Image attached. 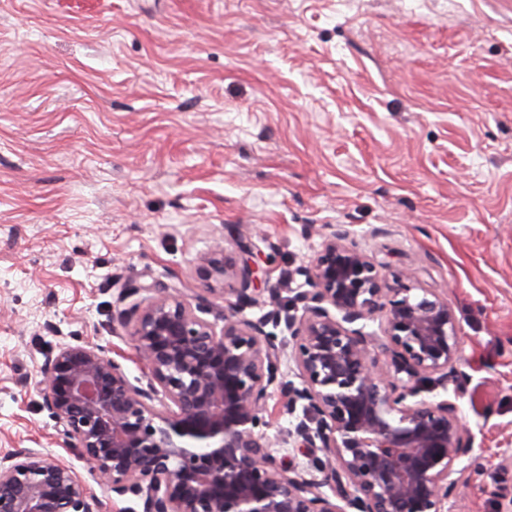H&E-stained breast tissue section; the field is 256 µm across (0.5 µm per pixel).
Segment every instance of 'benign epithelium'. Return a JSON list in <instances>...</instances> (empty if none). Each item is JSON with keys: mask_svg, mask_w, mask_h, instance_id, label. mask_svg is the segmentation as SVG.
<instances>
[{"mask_svg": "<svg viewBox=\"0 0 512 512\" xmlns=\"http://www.w3.org/2000/svg\"><path fill=\"white\" fill-rule=\"evenodd\" d=\"M327 229L314 262L288 272L308 288L282 302L281 283L266 284L271 309L256 320L243 315L260 304L262 282L247 245L237 265L216 240L200 269L239 280L220 327L199 316L205 297L119 285L129 305L116 319L148 368L144 386L89 343L45 360L46 407L113 494L137 496L142 512H448L473 437L455 402L415 397L457 377V317L444 292L389 277L346 225ZM370 321L379 331H366ZM378 350L393 374L379 370ZM285 356L302 387L278 380ZM275 388L288 413L302 403V417L272 437L263 414ZM297 446L322 453L313 458L321 477L283 464ZM95 507L73 468L42 451L0 458V512Z\"/></svg>", "mask_w": 512, "mask_h": 512, "instance_id": "1", "label": "benign epithelium"}]
</instances>
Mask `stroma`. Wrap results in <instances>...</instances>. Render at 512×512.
I'll return each instance as SVG.
<instances>
[{"mask_svg":"<svg viewBox=\"0 0 512 512\" xmlns=\"http://www.w3.org/2000/svg\"><path fill=\"white\" fill-rule=\"evenodd\" d=\"M267 280L327 225L459 320L473 436L453 505L512 502V0H0V456L54 455L99 512L40 367L91 343L148 370L113 321L124 282L208 294L238 228Z\"/></svg>","mask_w":512,"mask_h":512,"instance_id":"35a3bbf8","label":"stroma"}]
</instances>
